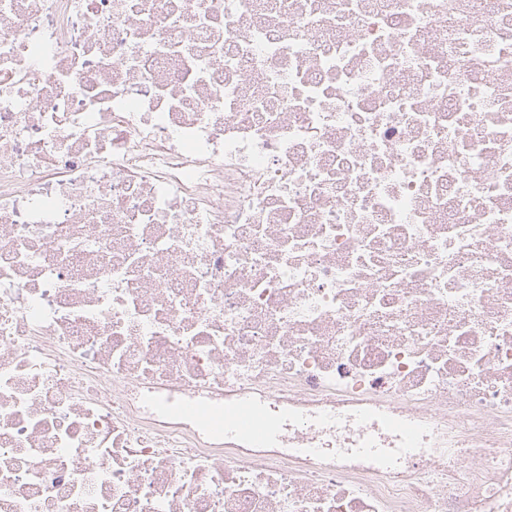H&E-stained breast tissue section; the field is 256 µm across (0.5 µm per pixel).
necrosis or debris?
I'll return each instance as SVG.
<instances>
[{
    "mask_svg": "<svg viewBox=\"0 0 512 512\" xmlns=\"http://www.w3.org/2000/svg\"><path fill=\"white\" fill-rule=\"evenodd\" d=\"M0 512H512V0H0ZM168 411L194 420L219 435L250 443L255 448H266L281 440L278 429L262 406L249 396L225 400L223 405L174 402ZM382 425L393 430L400 437L402 448H397L399 454L409 455L417 450L415 444L417 436L422 430L420 425L396 420L394 418L383 419Z\"/></svg>",
    "mask_w": 512,
    "mask_h": 512,
    "instance_id": "4bbe7bcc",
    "label": "necrosis or debris"
}]
</instances>
